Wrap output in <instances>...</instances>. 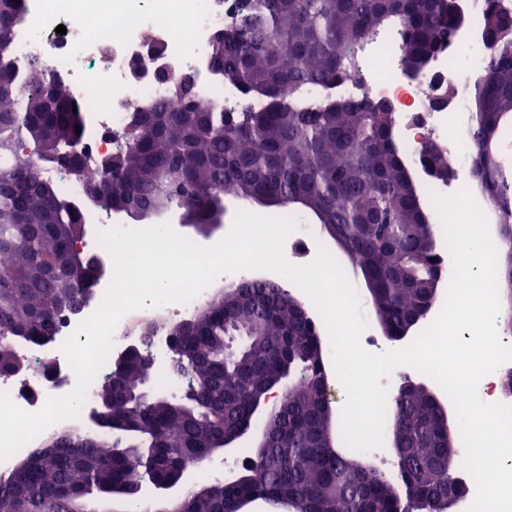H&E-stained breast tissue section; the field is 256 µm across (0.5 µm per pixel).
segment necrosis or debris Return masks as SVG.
<instances>
[{
	"instance_id": "1",
	"label": "necrosis or debris",
	"mask_w": 512,
	"mask_h": 512,
	"mask_svg": "<svg viewBox=\"0 0 512 512\" xmlns=\"http://www.w3.org/2000/svg\"><path fill=\"white\" fill-rule=\"evenodd\" d=\"M463 23L451 47L440 50L420 79H408L401 67L403 34L389 25L379 30L357 52L356 72L337 85L341 97L368 91L393 105L395 133L400 152L411 168L426 140L447 144L454 175L445 182L420 178L418 188L431 223H438L432 196L472 187L471 147L466 137L471 84L482 72L486 45L481 26L485 0H459ZM239 0H24V17L12 32L10 61L20 73L39 68L59 79L87 109L85 135L77 146L86 162L112 153L121 146L120 131L133 117L136 105L172 101L169 76L190 74L200 105L221 103L244 108L247 101L238 88L225 84L211 69L209 46L231 21ZM66 34H57V26ZM449 91L447 105L435 104L433 89ZM216 278L190 301L163 308L145 307L123 316L113 336L112 358L128 348L142 326L156 324L150 352L168 391L180 389L167 366V328L196 314L223 285ZM109 280H100L89 304L65 317L51 343L23 344L25 374L2 378L0 392L8 393L22 410L34 413L47 399L70 393L76 377L62 346L78 325L100 305ZM110 362L98 370L76 419L84 426L97 409L98 392L112 372Z\"/></svg>"
}]
</instances>
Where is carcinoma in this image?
Segmentation results:
<instances>
[{
    "label": "carcinoma",
    "mask_w": 512,
    "mask_h": 512,
    "mask_svg": "<svg viewBox=\"0 0 512 512\" xmlns=\"http://www.w3.org/2000/svg\"><path fill=\"white\" fill-rule=\"evenodd\" d=\"M22 11L23 0H0V53L10 49ZM460 21L456 0H242L210 57L224 82L259 106L203 110L180 91L177 106L137 108L124 145L92 167L76 153L84 107L45 74L23 84L0 62V147L13 152L0 168V375L25 369L18 344L51 341L58 317L78 310L99 278L71 249L82 228L79 204L42 177L20 151L26 144L98 187L88 196L112 210H148L157 220L182 211L202 233L219 222L226 198L276 197L277 208H300L324 226L350 266L376 282L377 317L397 329L425 320L431 308L419 284L439 253L394 141L392 113L366 93L307 103L302 93L338 83L356 50L389 24L403 29V67L419 72L455 41ZM484 34L468 137L475 184L498 217V289L512 308V165L495 149L512 136L503 120L512 114V10L500 0H486ZM448 162L447 145L425 142L423 168L447 172ZM293 296L278 282L246 280L170 326L191 382L180 399L139 398L155 380L142 357L115 366L98 395L103 431L67 427L24 449L0 474V512H98L94 504L111 499L116 485L126 488V509L136 508L146 485L186 461L207 462L287 373L293 382L267 413L260 446L237 480L199 484L163 512H234L241 497L293 503L300 512H429L458 480L444 469L439 402L412 385L390 403L412 449L398 463V496L394 482L327 432L319 330Z\"/></svg>",
    "instance_id": "obj_1"
}]
</instances>
